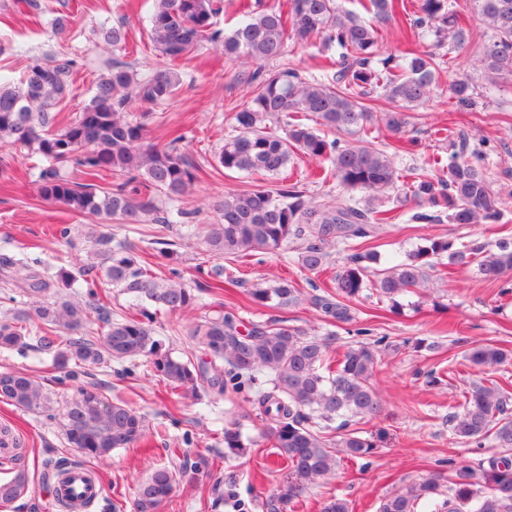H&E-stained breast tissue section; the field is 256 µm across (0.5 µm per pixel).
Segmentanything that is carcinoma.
Listing matches in <instances>:
<instances>
[{"label": "carcinoma", "mask_w": 512, "mask_h": 512, "mask_svg": "<svg viewBox=\"0 0 512 512\" xmlns=\"http://www.w3.org/2000/svg\"><path fill=\"white\" fill-rule=\"evenodd\" d=\"M492 41L476 61L491 79L512 75V0H474ZM367 21L353 11H341L336 0H285L273 8L263 0L240 4V23L230 31L218 26L224 0H154L150 39L166 61L143 78L117 61L99 77L81 111L70 116L58 110L66 96L73 60L64 57L30 65L19 84L0 85V151L26 148L49 166L41 172L39 194L68 211L92 214L107 223L138 224L157 212L151 191L183 196L198 180V168L176 144L159 147L146 142L145 125L132 118L130 103L158 104L172 97L179 84L177 62L198 44L222 48L232 63L250 66L241 73L246 101L231 116L236 135L224 140L217 155L221 167L279 177L297 153L330 164L347 191L369 194L364 207L319 201L295 186L228 192L214 210L218 223L207 225L205 242L210 256L221 258L288 247L303 241L301 267L319 271L338 244L367 238L378 225L395 219L391 210L375 204L376 194L397 187L400 172L393 157L364 140L373 107L366 103L380 93L392 108L386 110L388 129L405 133L406 111L426 101L435 85L436 53L411 51L405 61L379 57V30L374 21L396 17L399 0H359ZM410 25L430 30L441 48L452 41L462 49L468 42L451 0H418L408 15ZM315 37L325 47L339 49L338 68L331 80H309L286 64L267 70L263 64L282 58L288 42ZM315 117L347 139L317 134L302 122ZM287 126L285 135L270 124ZM486 154L460 140L459 152L448 164V178L416 174L411 195L426 200L450 224H496L504 216L502 200L485 175ZM110 173L116 181L98 190L92 180ZM97 264L78 275L61 269L33 268L19 259L0 258V283L18 290L9 296L12 314L0 319V349L21 351L36 340L51 357V366L75 379L90 367L115 362L126 374L146 357L168 387L216 398L243 395L264 424L262 436L272 441L287 464L288 478L261 504L263 512H286L288 504L310 485L336 471L337 455L363 458L376 444L360 436L355 425L372 420L383 410L373 377L385 337L357 342L331 357V337L310 334L284 324H255L240 329L224 303L190 324L186 335L204 357L183 361L163 349L156 338V306L176 313L189 308L192 289L172 278L160 279L141 265L135 250L115 234L92 237ZM448 255L456 265H474L481 276L496 280L512 271V241L463 244L431 239L408 254L406 261L385 269L372 266L376 257L353 252L337 276V296H316L314 304L331 323L353 320L349 302L365 288L381 297L418 288L427 280L432 259ZM86 285L85 300L74 302L54 292L78 280ZM108 285L145 303L139 317L112 318L110 302L100 286ZM300 289L286 280L271 287L255 286L251 300L261 306L286 307L297 302ZM102 335L95 336L92 324ZM471 365L492 368L512 359V351L494 344L464 351ZM0 398L24 410H41L49 419L54 401L32 376L0 372ZM464 401L448 414L458 442L481 448L485 441L512 450V395L485 379L472 383ZM66 443L92 459L103 460L120 448H133L147 436L143 416L120 399L106 398L96 385L59 395ZM224 448L231 454L245 449L240 426L224 428ZM205 466H162L141 480L134 496L135 512H157L182 481L195 482ZM451 475L422 477L381 499L378 512H418L424 504L435 512H512V459L490 456L471 467L448 460ZM28 489L24 469L0 481V503L9 504Z\"/></svg>", "instance_id": "cac0c4a2"}]
</instances>
